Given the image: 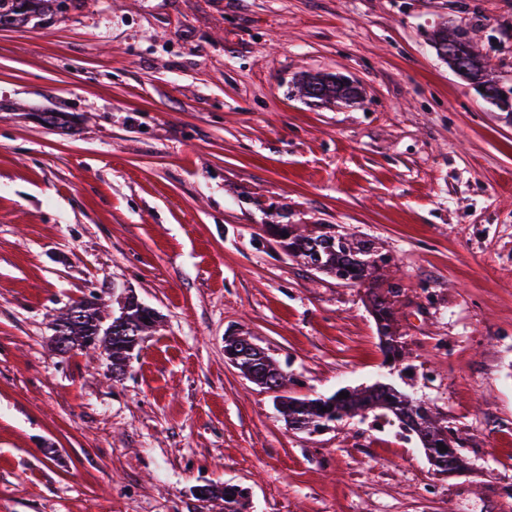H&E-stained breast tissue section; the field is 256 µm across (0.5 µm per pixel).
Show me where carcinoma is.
I'll return each instance as SVG.
<instances>
[{
	"label": "carcinoma",
	"mask_w": 512,
	"mask_h": 512,
	"mask_svg": "<svg viewBox=\"0 0 512 512\" xmlns=\"http://www.w3.org/2000/svg\"><path fill=\"white\" fill-rule=\"evenodd\" d=\"M60 0H0V28H17L29 25L33 20L44 21L46 16L59 12ZM458 42L470 60L471 70L462 76L471 80L481 74L489 84L484 98L492 105L504 109L509 101L497 94L493 79L489 78L488 66L477 46L473 33L462 27L448 28L443 23L436 30V43ZM301 96L312 101L329 102L358 99L357 86L344 77L333 74L304 75L296 82ZM270 231L280 238V244L290 257L300 259L310 265L315 254H320L323 267L320 272L333 274L343 272L360 283L369 282V301L374 314L377 332L385 357L397 363L401 359V350L394 340V302L391 300L397 285H388L387 292L373 287L379 278L385 276L387 267H378L373 259L378 256L375 243L357 239L349 234L325 231L321 227L302 230L295 224H272ZM288 237H282V234ZM157 315L150 308H143L135 296L126 297L122 312L112 318L108 326L102 325V317L93 302H81L62 314L55 324V335L67 337L69 352L80 350H99L112 367V376L118 377L125 372L132 352L138 343L129 340L131 336L144 340L155 331ZM251 338L234 336L227 340L225 352L238 358L241 372L253 383L265 388L273 384L279 389L274 396L279 413L285 423L297 430L317 432L329 426L342 416L365 415L377 410L391 415L406 428L414 432L431 462L440 472L448 469L442 462L448 456H457V442L449 437L448 426L442 419L423 403H414L407 399L404 392L394 386L374 384L353 390L348 397L339 398V393L328 397L295 398L286 395L288 374L277 366L265 353L250 348ZM447 450L440 451L438 444ZM201 499L205 501L221 500L224 512H245L247 509L246 492L237 485H205L199 488Z\"/></svg>",
	"instance_id": "obj_1"
}]
</instances>
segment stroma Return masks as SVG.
I'll use <instances>...</instances> for the list:
<instances>
[{"label":"stroma","instance_id":"35a3bbf8","mask_svg":"<svg viewBox=\"0 0 512 512\" xmlns=\"http://www.w3.org/2000/svg\"><path fill=\"white\" fill-rule=\"evenodd\" d=\"M444 22L512 95V0H67L0 29V512H223L197 491L224 483L248 512H512V112L438 57ZM317 72L361 100L301 98ZM268 224L390 257L403 368L366 289ZM130 292L161 322L122 379L55 350L60 313ZM232 335L294 397L393 382L464 471L372 414L290 429ZM251 338L234 336L227 340L224 350L226 354L238 358L241 372L253 383L267 389L268 384H274L279 393H286L288 374L277 366L264 352L258 353L250 348Z\"/></svg>","mask_w":512,"mask_h":512}]
</instances>
